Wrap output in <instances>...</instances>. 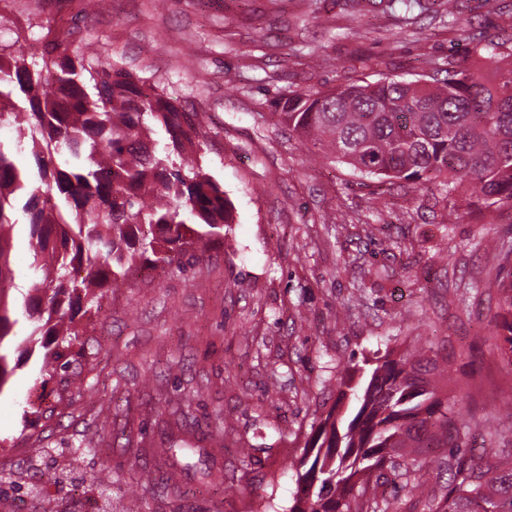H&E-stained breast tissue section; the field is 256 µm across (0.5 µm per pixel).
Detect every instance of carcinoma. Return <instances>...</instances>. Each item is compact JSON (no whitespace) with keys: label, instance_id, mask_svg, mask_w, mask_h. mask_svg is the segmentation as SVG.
Instances as JSON below:
<instances>
[{"label":"carcinoma","instance_id":"carcinoma-1","mask_svg":"<svg viewBox=\"0 0 512 512\" xmlns=\"http://www.w3.org/2000/svg\"><path fill=\"white\" fill-rule=\"evenodd\" d=\"M473 51L492 64L482 70H446L438 79L385 76L334 89L290 91L279 101L288 131L313 141L323 157L362 175L405 181L446 179L451 191L472 187L487 208H512V64L493 42ZM13 117L18 145L31 142L38 179L31 182L0 144V390L22 358L43 351L41 373L53 376L60 349L78 336L75 318L97 292L118 288L147 254L153 263L195 241L224 238L230 203L197 162L184 157L198 137L197 113L180 109L160 91L148 95L140 79L116 63L88 56L60 34L40 60L14 42L0 47V117ZM168 135L172 152L149 147L147 121ZM32 239L33 281L24 297L31 330L14 346L10 235L15 202ZM86 276H71L75 266ZM495 316L500 350L512 366V274L499 284ZM438 369L427 350H413L374 367L366 385L344 382L336 405L306 441L297 482L315 483L303 512H403L401 494L423 512H512V450L498 448L493 422L512 420V401L488 423L487 465L430 448L460 447L450 427L453 405L443 400ZM448 465L447 491L437 495L426 474ZM391 475L393 493L376 500L371 471Z\"/></svg>","mask_w":512,"mask_h":512}]
</instances>
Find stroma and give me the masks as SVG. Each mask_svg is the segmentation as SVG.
Segmentation results:
<instances>
[{"label": "stroma", "mask_w": 512, "mask_h": 512, "mask_svg": "<svg viewBox=\"0 0 512 512\" xmlns=\"http://www.w3.org/2000/svg\"><path fill=\"white\" fill-rule=\"evenodd\" d=\"M458 8L452 28L445 0H11L1 44L37 56L48 30L70 29L197 112V161L233 220L224 239L105 291L51 379H38V352L16 369L0 392L1 472L16 484L0 512H100L104 474L115 512H289L293 464L344 372L421 345L449 367L462 452L482 462V423L512 399L491 339L512 263L485 245L512 247V209L320 159L277 107L291 90L476 68L468 36L512 47V0ZM15 217L17 301L33 272ZM170 446L192 454L161 463Z\"/></svg>", "instance_id": "stroma-1"}]
</instances>
